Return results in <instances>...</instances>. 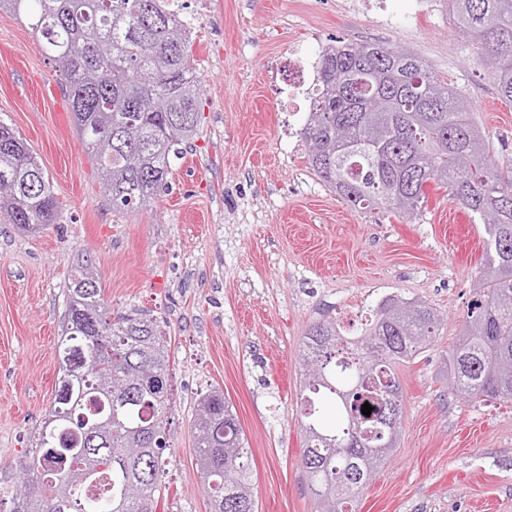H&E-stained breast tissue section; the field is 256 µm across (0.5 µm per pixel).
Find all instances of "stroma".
Returning <instances> with one entry per match:
<instances>
[{
	"instance_id": "stroma-1",
	"label": "stroma",
	"mask_w": 512,
	"mask_h": 512,
	"mask_svg": "<svg viewBox=\"0 0 512 512\" xmlns=\"http://www.w3.org/2000/svg\"><path fill=\"white\" fill-rule=\"evenodd\" d=\"M344 2L202 0L191 31L199 131L172 161L168 190L127 213L113 209L36 36L0 10V121L27 141L60 202L57 223L36 234L0 214V512H11L16 462L53 401L64 289L81 252L100 266L107 312L145 310L167 324V512H210L192 425L211 389L232 404L252 452L258 512H318L301 466L299 346L311 323L393 294L424 301L440 323L434 343L398 367V446L356 512H512V403L456 394L448 375L486 259L482 224L434 183L412 219L353 208L295 145L305 115L288 109V48L364 41L371 17ZM381 38L463 87L495 156L512 157V104L456 36L444 0Z\"/></svg>"
}]
</instances>
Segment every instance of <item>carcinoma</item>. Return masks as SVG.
Masks as SVG:
<instances>
[{
	"label": "carcinoma",
	"instance_id": "1",
	"mask_svg": "<svg viewBox=\"0 0 512 512\" xmlns=\"http://www.w3.org/2000/svg\"><path fill=\"white\" fill-rule=\"evenodd\" d=\"M4 8L27 22L59 72L112 207L154 202L178 145L198 131L203 103L190 31L169 0H0ZM448 18L511 104L512 0H448ZM317 69L301 132L315 176L354 207L408 217L421 213L434 181L483 224L486 261L448 370L456 393L512 402V160L494 159L464 91L414 52L340 40L321 49ZM169 102L185 113L182 124L165 110ZM0 211L23 233L57 223L60 212L33 151L2 121ZM100 282L89 256L68 275L58 386L34 448L19 460L12 512H156L169 465V336L148 314L108 316ZM373 316L352 338L332 318L316 321L299 349L301 464L320 512H356L399 435L362 406L391 407L401 425L396 367L434 342L439 323L432 307L398 295L383 298ZM193 426L211 512H256L251 451L223 392L199 398ZM99 474L112 476L111 494H84Z\"/></svg>",
	"mask_w": 512,
	"mask_h": 512
}]
</instances>
